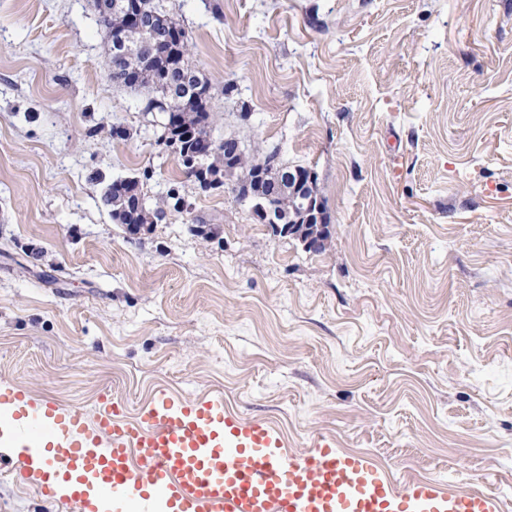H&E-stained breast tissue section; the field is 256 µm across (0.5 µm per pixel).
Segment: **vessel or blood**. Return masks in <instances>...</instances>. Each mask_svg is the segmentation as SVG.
<instances>
[{"mask_svg": "<svg viewBox=\"0 0 512 512\" xmlns=\"http://www.w3.org/2000/svg\"><path fill=\"white\" fill-rule=\"evenodd\" d=\"M0 468L73 512H500L495 494L401 480L333 439L289 451L266 420L223 397L160 389L135 417L104 396L96 416L0 383Z\"/></svg>", "mask_w": 512, "mask_h": 512, "instance_id": "1", "label": "vessel or blood"}]
</instances>
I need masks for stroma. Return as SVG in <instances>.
I'll list each match as a JSON object with an SVG mask.
<instances>
[{
  "label": "stroma",
  "mask_w": 512,
  "mask_h": 512,
  "mask_svg": "<svg viewBox=\"0 0 512 512\" xmlns=\"http://www.w3.org/2000/svg\"><path fill=\"white\" fill-rule=\"evenodd\" d=\"M215 139L314 175L324 251L204 192L93 0H0V382L135 414L165 388L512 512V0H164ZM138 178L181 210L132 234ZM218 227L208 237L201 225ZM0 512H44L0 474ZM141 200H145L142 195L139 181L135 178L115 179L107 183L101 195L102 205L109 211L112 220L116 224H126L130 233H136L146 225L148 228L154 224L153 218H158L157 213L164 215L163 206L155 204V208L151 209L140 204ZM154 211V213H153ZM134 224L136 230L130 229Z\"/></svg>",
  "instance_id": "35a3bbf8"
}]
</instances>
